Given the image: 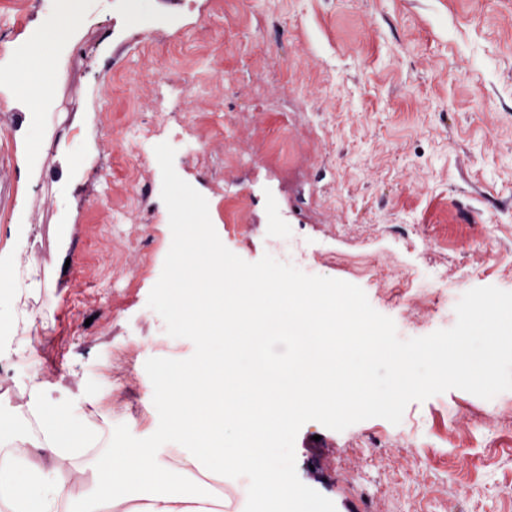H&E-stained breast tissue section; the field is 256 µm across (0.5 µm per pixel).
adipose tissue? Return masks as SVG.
<instances>
[{
	"instance_id": "obj_1",
	"label": "adipose tissue",
	"mask_w": 512,
	"mask_h": 512,
	"mask_svg": "<svg viewBox=\"0 0 512 512\" xmlns=\"http://www.w3.org/2000/svg\"><path fill=\"white\" fill-rule=\"evenodd\" d=\"M184 252V247L176 248L170 270L187 289L202 294L201 309H210L211 297L221 296L225 286L232 285L245 308L260 306L273 310L279 323L294 322L296 306L289 304L269 274L235 273L203 280L184 267ZM257 280L266 284L261 296L237 288L238 283ZM28 294V289L18 287L0 293V360L25 350L38 330V320L24 310ZM154 398L164 417L156 435L160 447L114 435L109 451L90 468L92 495L77 504L69 484L57 478L55 466L73 459L85 446L84 409L59 404L39 385H32L27 406L37 435L27 436L14 415L0 417V512H206L210 489L189 478L197 471H223L229 461L245 469L243 504H250L258 486L276 488L284 497L292 493L281 458L260 445L269 424L288 419L276 389L208 362L192 373L162 371ZM229 411L238 415V428L222 435L220 447H210L206 421Z\"/></svg>"
}]
</instances>
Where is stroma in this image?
I'll return each instance as SVG.
<instances>
[{
  "mask_svg": "<svg viewBox=\"0 0 512 512\" xmlns=\"http://www.w3.org/2000/svg\"><path fill=\"white\" fill-rule=\"evenodd\" d=\"M42 0H0V54L13 74L0 81V167L11 189L0 208V270L11 288L35 259L47 282L33 293L46 324L29 352L0 365V395L19 404L36 381L56 400L82 405L87 440L106 448L113 433L149 435L160 421L145 357L186 359L193 343L167 334L147 305L172 243L160 194L131 197L133 182L161 184L156 156L176 149L174 168L209 202L225 246L248 262L269 251L268 216L278 209L317 275L351 282L390 317L398 336L421 337L456 323L465 290L512 291L500 259L512 255V0H143L154 17L132 20L121 0H90L81 33L52 69L7 57L12 41L43 23ZM30 81L56 89L54 111L23 99ZM187 86L185 102L156 114L162 87ZM208 144L181 148L184 137ZM82 155L80 171L70 168ZM136 165H129L131 155ZM31 227L17 242L16 217ZM375 255L395 278L363 270ZM440 272L438 300L410 315L398 276ZM476 417V456L489 441L496 464L456 474L428 449L390 456L377 419L344 431L305 423L295 440L299 479L313 480L336 512H502L512 482V420L477 396L451 389L408 404L407 425L446 448L461 439L451 413ZM368 432L373 453L359 474L345 448ZM471 486L467 499L452 491Z\"/></svg>",
  "mask_w": 512,
  "mask_h": 512,
  "instance_id": "obj_1",
  "label": "stroma"
}]
</instances>
